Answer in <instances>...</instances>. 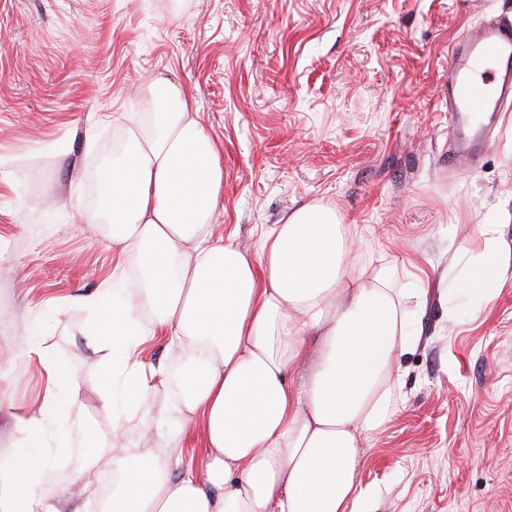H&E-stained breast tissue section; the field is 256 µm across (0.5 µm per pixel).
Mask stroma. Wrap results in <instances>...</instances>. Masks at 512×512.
Masks as SVG:
<instances>
[{
	"label": "stroma",
	"instance_id": "35a3bbf8",
	"mask_svg": "<svg viewBox=\"0 0 512 512\" xmlns=\"http://www.w3.org/2000/svg\"><path fill=\"white\" fill-rule=\"evenodd\" d=\"M498 16L512 0H0V455L23 465L15 421L47 403L53 361L112 436L83 336L112 244L80 215L143 82L165 76L199 110L241 248L318 200L357 225L360 257L410 258L443 288L482 253L480 225L512 239V111L477 168L444 159L448 48ZM417 326L405 401L359 471L365 512H512V279L484 309L432 298ZM33 327L50 362L28 353ZM68 429L40 430L66 475Z\"/></svg>",
	"mask_w": 512,
	"mask_h": 512
}]
</instances>
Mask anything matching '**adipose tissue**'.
Segmentation results:
<instances>
[{"mask_svg": "<svg viewBox=\"0 0 512 512\" xmlns=\"http://www.w3.org/2000/svg\"><path fill=\"white\" fill-rule=\"evenodd\" d=\"M142 99L145 111L121 115L124 148L101 170V206L88 216L115 256L84 333L110 355L101 396L112 438L77 426L81 452L52 505L39 448L25 453V478L0 460V512H80L70 485L93 494L107 464L119 476L111 512H360L359 467L403 400L401 360L421 343L414 315L428 282L404 258L353 262L356 225L317 201L243 250L216 222L224 170L190 97L157 77ZM480 233L484 250L454 292L487 305L512 278V242L496 224ZM157 334L177 374L143 361ZM165 390V447L128 441L126 407ZM192 427L204 440L198 465L180 448Z\"/></svg>", "mask_w": 512, "mask_h": 512, "instance_id": "obj_1", "label": "adipose tissue"}]
</instances>
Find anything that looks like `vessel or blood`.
Returning a JSON list of instances; mask_svg holds the SVG:
<instances>
[{
	"label": "vessel or blood",
	"instance_id": "vessel-or-blood-1",
	"mask_svg": "<svg viewBox=\"0 0 512 512\" xmlns=\"http://www.w3.org/2000/svg\"><path fill=\"white\" fill-rule=\"evenodd\" d=\"M512 109V19L497 17L460 35L448 56V167L476 163V146Z\"/></svg>",
	"mask_w": 512,
	"mask_h": 512
}]
</instances>
